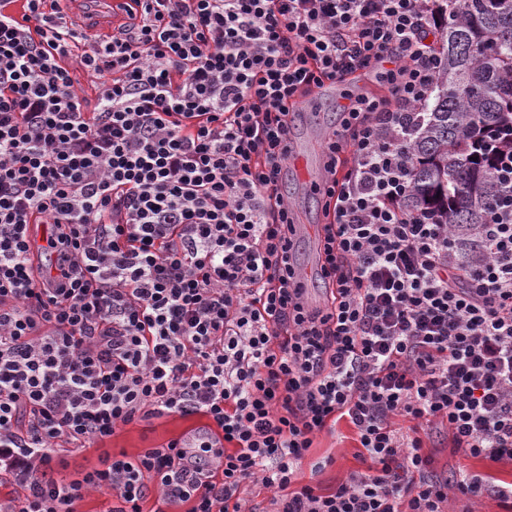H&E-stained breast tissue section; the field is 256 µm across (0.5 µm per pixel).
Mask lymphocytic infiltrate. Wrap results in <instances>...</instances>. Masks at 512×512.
Listing matches in <instances>:
<instances>
[{
    "mask_svg": "<svg viewBox=\"0 0 512 512\" xmlns=\"http://www.w3.org/2000/svg\"><path fill=\"white\" fill-rule=\"evenodd\" d=\"M0 0V512H110L149 493L188 512H473L512 483L446 478L433 424L464 457L512 463V205L463 252L404 205L407 128L430 95L432 0H128L121 36L79 47L60 0ZM76 58L96 105L75 89ZM385 66L325 145L326 302L301 298L295 224L276 177L298 105ZM48 227L32 247L30 225ZM200 414L233 452L175 443L52 478L135 418ZM348 419L364 471L292 489L328 423ZM408 420V431L397 427ZM117 505V501L112 500V493L107 490L95 491L86 495L85 498L76 504L77 512H103L108 507Z\"/></svg>",
    "mask_w": 512,
    "mask_h": 512,
    "instance_id": "1",
    "label": "lymphocytic infiltrate"
}]
</instances>
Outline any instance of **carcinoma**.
Returning a JSON list of instances; mask_svg holds the SVG:
<instances>
[{
    "label": "carcinoma",
    "mask_w": 512,
    "mask_h": 512,
    "mask_svg": "<svg viewBox=\"0 0 512 512\" xmlns=\"http://www.w3.org/2000/svg\"><path fill=\"white\" fill-rule=\"evenodd\" d=\"M443 19L432 91L406 147L408 208L424 207L456 236H477L512 184L494 177L512 149V0H435Z\"/></svg>",
    "instance_id": "carcinoma-1"
}]
</instances>
